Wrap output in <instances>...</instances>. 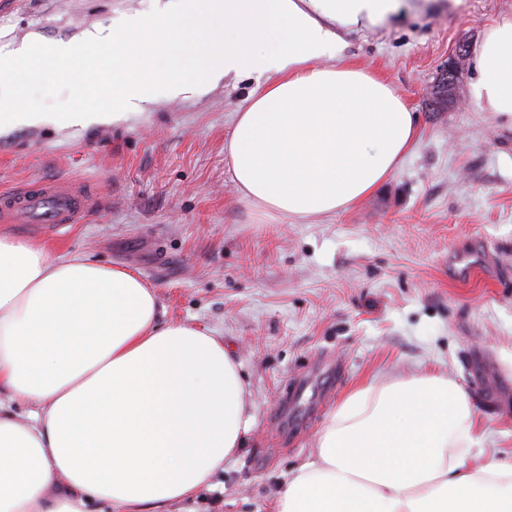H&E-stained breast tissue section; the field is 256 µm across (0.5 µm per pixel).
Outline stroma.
Returning <instances> with one entry per match:
<instances>
[{
  "label": "stroma",
  "mask_w": 512,
  "mask_h": 512,
  "mask_svg": "<svg viewBox=\"0 0 512 512\" xmlns=\"http://www.w3.org/2000/svg\"><path fill=\"white\" fill-rule=\"evenodd\" d=\"M158 0H0V49L75 43L94 27L156 12ZM512 0H402L379 27L345 32L343 61L382 73L417 117L401 166L349 210L265 216L236 190L226 144L265 77L200 94H159L117 121L0 132V190L68 179L105 200L87 223L0 231L134 271L161 321L223 341L250 391L238 452L179 512H273L313 461L328 414L354 388L441 374L468 393L472 456L512 464V135L471 96L430 93L460 43L477 50ZM43 112L79 102L76 81L42 74L20 89ZM487 248L496 274L455 278L450 257Z\"/></svg>",
  "instance_id": "35a3bbf8"
}]
</instances>
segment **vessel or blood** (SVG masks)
Here are the masks:
<instances>
[{
	"mask_svg": "<svg viewBox=\"0 0 512 512\" xmlns=\"http://www.w3.org/2000/svg\"><path fill=\"white\" fill-rule=\"evenodd\" d=\"M99 198L82 186L37 182L0 194V220L10 224H41L46 227L76 224Z\"/></svg>",
	"mask_w": 512,
	"mask_h": 512,
	"instance_id": "vessel-or-blood-1",
	"label": "vessel or blood"
}]
</instances>
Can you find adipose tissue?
I'll return each mask as SVG.
<instances>
[{"label": "adipose tissue", "mask_w": 512, "mask_h": 512, "mask_svg": "<svg viewBox=\"0 0 512 512\" xmlns=\"http://www.w3.org/2000/svg\"><path fill=\"white\" fill-rule=\"evenodd\" d=\"M400 0H179L86 32L0 53V76H80L77 108L45 117L0 94V129L142 111L229 75H270L228 143L237 190L271 215H330L371 195L418 137L407 101L357 64L323 66L342 33L378 26ZM471 93L512 130V19L492 27ZM134 272L0 234V512H168L243 443L252 416L239 366L216 337L160 323ZM469 397L438 375L349 392L315 461L275 512H512V465L469 462Z\"/></svg>", "instance_id": "obj_1"}]
</instances>
